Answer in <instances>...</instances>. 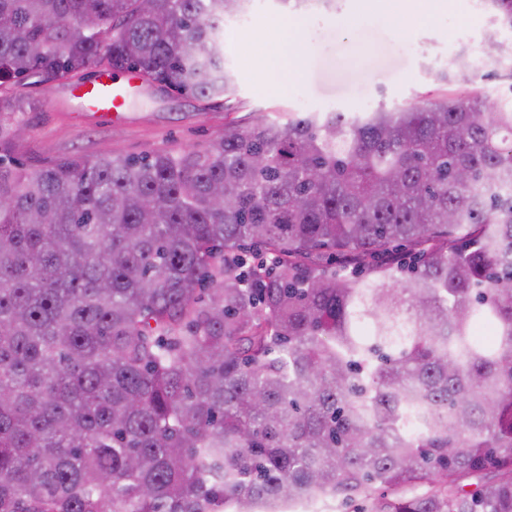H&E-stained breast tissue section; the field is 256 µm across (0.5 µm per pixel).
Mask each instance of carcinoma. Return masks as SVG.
<instances>
[{
  "mask_svg": "<svg viewBox=\"0 0 512 512\" xmlns=\"http://www.w3.org/2000/svg\"><path fill=\"white\" fill-rule=\"evenodd\" d=\"M251 2L0 0V112L104 63L227 98L218 31ZM484 4L512 62V0ZM19 138L0 124V512H512V105L38 168Z\"/></svg>",
  "mask_w": 512,
  "mask_h": 512,
  "instance_id": "obj_1",
  "label": "carcinoma"
}]
</instances>
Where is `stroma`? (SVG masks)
<instances>
[{"mask_svg": "<svg viewBox=\"0 0 512 512\" xmlns=\"http://www.w3.org/2000/svg\"><path fill=\"white\" fill-rule=\"evenodd\" d=\"M400 0H375L360 12L358 0H337L330 11L299 10L293 49L306 55L301 76L279 86L263 73H279L284 61L269 50L281 15L274 0H254L247 24L224 28V65L237 95L206 102L145 87L121 121L70 110L71 81L29 85L20 93L31 110L2 113L0 121L20 122L24 136L16 157L32 167L68 156L91 158L102 150L146 155L159 150L205 149L230 120L242 123L263 115L286 119L292 112H371L420 102L439 90L438 72L460 50L482 47L493 16L482 0H448L447 11L419 6L403 31L391 24Z\"/></svg>", "mask_w": 512, "mask_h": 512, "instance_id": "1", "label": "stroma"}]
</instances>
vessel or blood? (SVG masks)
<instances>
[{"label":"vessel or blood","instance_id":"obj_1","mask_svg":"<svg viewBox=\"0 0 512 512\" xmlns=\"http://www.w3.org/2000/svg\"><path fill=\"white\" fill-rule=\"evenodd\" d=\"M141 89V79L136 73L104 74L91 83L75 87L69 101L76 111L113 119L123 115L126 105Z\"/></svg>","mask_w":512,"mask_h":512}]
</instances>
